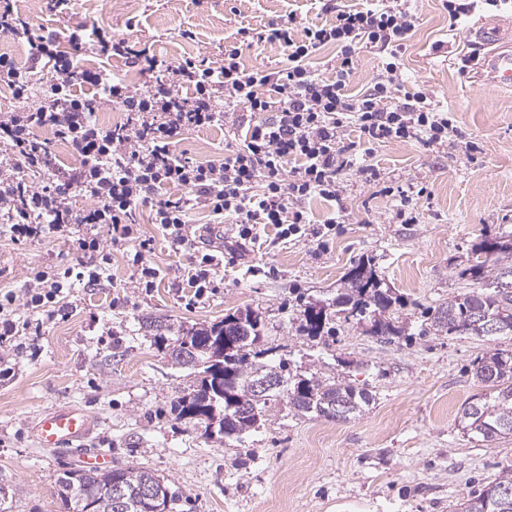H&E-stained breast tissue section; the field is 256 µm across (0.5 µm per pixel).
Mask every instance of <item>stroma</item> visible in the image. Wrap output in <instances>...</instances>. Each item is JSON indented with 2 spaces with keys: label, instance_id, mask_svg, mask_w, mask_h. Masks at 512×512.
<instances>
[{
  "label": "stroma",
  "instance_id": "obj_1",
  "mask_svg": "<svg viewBox=\"0 0 512 512\" xmlns=\"http://www.w3.org/2000/svg\"><path fill=\"white\" fill-rule=\"evenodd\" d=\"M348 2L138 0L129 9L123 0H71L59 12L16 0V8L36 33L105 23L157 59L218 68L225 46L240 42L241 28L258 31L291 16L300 27L322 23L326 7ZM411 8L417 23L403 54L405 83L393 100L428 89L451 113L457 135L433 145L370 144L346 129L375 177L346 168L342 205L309 199L307 224L285 239L269 226L244 244L231 221L192 211L193 231L224 252L213 288L200 298L187 274L201 249L175 246L151 223L150 207H140V232L152 240L144 262L159 271L153 287L141 284L132 246L105 244L110 282L88 288L72 281L53 318L0 344V482L15 491L5 512H69L56 478L79 467L77 452L39 447L29 433L38 416L60 407L93 416L87 445L110 454L113 465L145 466L176 485L180 512H451L512 465L511 440L481 446L457 427L458 410L481 391L473 369L486 342L420 333L430 309L469 288L459 272L472 247L512 233V90L475 83L461 70L463 57L481 53L471 29L483 19L512 20V7L477 5L456 26L441 0H412ZM186 30L191 38H183ZM386 59V51L360 45L348 93H366ZM245 133L235 121L183 130L172 148L197 161L220 159L226 139ZM398 189L412 201L414 223L398 214ZM75 262L61 241L0 237V290L23 293L32 269ZM361 262L402 296L396 314L406 336L386 343L353 319L337 320L335 335L303 336L305 304L334 298ZM245 308L259 314L273 359L368 389L372 400L363 415L332 423L279 408L240 443L177 418L173 400L200 377L173 365L143 320L199 327Z\"/></svg>",
  "mask_w": 512,
  "mask_h": 512
}]
</instances>
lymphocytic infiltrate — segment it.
Listing matches in <instances>:
<instances>
[{"label": "lymphocytic infiltrate", "instance_id": "f902f5d3", "mask_svg": "<svg viewBox=\"0 0 512 512\" xmlns=\"http://www.w3.org/2000/svg\"><path fill=\"white\" fill-rule=\"evenodd\" d=\"M415 27L405 3L359 0L337 9L331 22L297 28L272 24L252 35L251 45L276 44L288 60L280 70L244 69L242 48L224 49V64L214 69L191 60L160 61L149 48H133L106 24H78L33 35L14 0H0V34L27 45L19 64L0 56V82L12 91L13 106L0 110V236L64 239L79 259L71 270L34 271L25 305L32 313L53 316L70 280L98 285L105 266L96 264L100 228L112 241L132 244L146 286L157 269L144 265L149 239L136 228L140 205L151 204L152 221L186 243L189 212L204 208L214 216H232L242 240L260 225L299 233L302 206L313 196L340 201L337 174L351 166L355 145L344 130L358 129L361 139L384 143L399 139L426 145L440 142L452 129L447 111L419 90L391 104L403 81L400 53ZM74 53L61 51V42ZM387 49L390 60L369 93L349 96L358 44ZM336 52V77L323 78L309 65L320 48ZM102 59L97 68L83 65L78 50ZM124 59L143 80L132 83L112 75L106 60ZM94 88L78 95L76 84ZM116 106L123 125L105 128L94 112ZM239 111L248 131L243 144H226L223 158L195 161L174 153L171 144L182 129L220 127L228 112ZM51 129L67 142L78 162L61 166L50 149L39 147L38 132ZM166 186L182 188L178 197L161 198ZM85 204L74 208L71 201Z\"/></svg>", "mask_w": 512, "mask_h": 512}]
</instances>
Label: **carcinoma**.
<instances>
[{"instance_id": "cac0c4a2", "label": "carcinoma", "mask_w": 512, "mask_h": 512, "mask_svg": "<svg viewBox=\"0 0 512 512\" xmlns=\"http://www.w3.org/2000/svg\"><path fill=\"white\" fill-rule=\"evenodd\" d=\"M460 275L472 282V288L440 304L426 317V329L435 335L445 333L484 338L489 350L474 367L476 381L484 387L464 403L457 413L458 427L471 441L490 445L512 438V349L496 343L512 336V234L482 240L473 250L471 264ZM336 309L309 303L303 310L301 331L310 338L324 333L332 316L343 314L366 322L372 336L391 342L402 335V327L386 317L401 305V298L381 287L375 271L361 262L344 278L333 302ZM249 329L248 341L233 345L224 337L231 324ZM263 336L259 315L238 310L210 326L192 329L183 335L186 358L175 364L203 374L195 389L174 401L172 411L179 419H197L206 427H217L224 437L243 442V434L260 428L273 408L284 404L295 415L348 423L361 416L371 396L363 388L334 380L308 378L288 369L284 360H267L269 350L261 348ZM277 369L286 383L261 398L249 390L248 379L254 372ZM211 392H206V389ZM347 404L343 414L327 413L331 403ZM57 492L73 512H81L85 488L95 491L92 512H145L140 490L146 485L162 488L160 512H177L181 493L178 487L161 480L145 467H113L106 472L81 469L65 470L57 476ZM122 489L121 502H115L110 489ZM512 469L507 467L493 480L457 502L455 512H512Z\"/></svg>"}]
</instances>
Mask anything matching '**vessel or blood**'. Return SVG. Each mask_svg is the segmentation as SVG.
<instances>
[{"label": "vessel or blood", "instance_id": "1", "mask_svg": "<svg viewBox=\"0 0 512 512\" xmlns=\"http://www.w3.org/2000/svg\"><path fill=\"white\" fill-rule=\"evenodd\" d=\"M476 44L485 47L476 78L498 88L512 89V24L482 20L471 31ZM95 420L79 409H55L33 425L35 443L42 448H76L89 436Z\"/></svg>", "mask_w": 512, "mask_h": 512}]
</instances>
